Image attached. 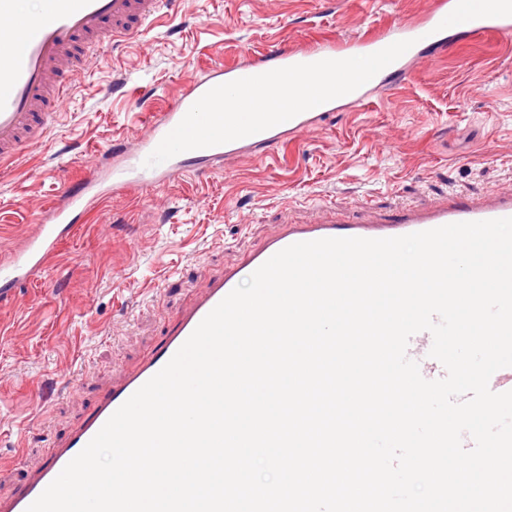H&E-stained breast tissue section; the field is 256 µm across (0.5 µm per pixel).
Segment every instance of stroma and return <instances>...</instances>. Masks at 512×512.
I'll use <instances>...</instances> for the list:
<instances>
[{"label":"stroma","mask_w":512,"mask_h":512,"mask_svg":"<svg viewBox=\"0 0 512 512\" xmlns=\"http://www.w3.org/2000/svg\"><path fill=\"white\" fill-rule=\"evenodd\" d=\"M431 0H171L133 38L105 40L75 78L43 144L0 166V256L58 191L216 65L276 43L373 33ZM512 188V46L494 34L450 43L399 86L305 133L277 155L119 195L85 215L49 272L0 304V495H11L153 352L194 295L276 225L339 213L391 215L449 192Z\"/></svg>","instance_id":"stroma-1"}]
</instances>
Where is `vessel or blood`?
I'll use <instances>...</instances> for the list:
<instances>
[{"label": "vessel or blood", "instance_id": "vessel-or-blood-1", "mask_svg": "<svg viewBox=\"0 0 512 512\" xmlns=\"http://www.w3.org/2000/svg\"><path fill=\"white\" fill-rule=\"evenodd\" d=\"M166 3L167 0H41L39 11L28 14L20 9L18 0H0V26L16 35L14 41L0 46V163L13 160L26 146L46 138L55 107L69 90L66 75L83 65L92 46L107 36L115 40L132 37L147 22L160 18ZM464 34L511 37L512 0H432L423 17L393 23L373 34L344 42L323 41L310 47L296 43L277 46L242 63L210 69L155 113L132 140L113 144L105 175L83 180L77 190H63L24 241L8 257L0 259V301L11 300L21 284L43 277L74 224L112 196L134 194L147 187L161 188L179 175L203 172L208 163L234 160L256 148L275 150L288 139L318 127L336 110L335 102L329 101L263 132L186 151L156 166L144 167V160L212 87L296 64L369 55L394 42L411 41V48L396 61L346 94L347 103L357 105L388 81H403L411 66L423 61L429 50H443ZM507 217H512V190L468 201L452 196L429 207L403 209L390 219L375 216L355 223L330 220L280 225L263 248L248 254L241 267L215 277L194 298L176 318L164 347L102 395L95 411L67 439L48 450L44 465L31 473L11 497L0 499V512H27L106 421L169 362L240 279L251 276L282 249L323 238H391L452 223ZM432 344L431 333L421 331L410 338L407 348L408 357L418 363L422 377L429 381L446 375L444 366L429 355Z\"/></svg>", "mask_w": 512, "mask_h": 512}]
</instances>
